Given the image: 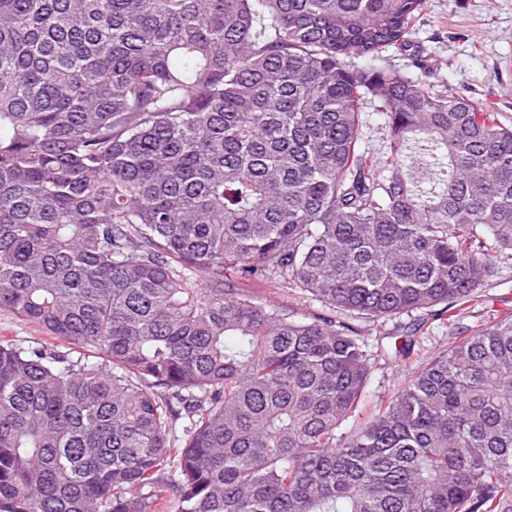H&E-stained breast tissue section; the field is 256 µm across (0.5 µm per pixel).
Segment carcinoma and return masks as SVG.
Instances as JSON below:
<instances>
[{
  "label": "carcinoma",
  "instance_id": "obj_1",
  "mask_svg": "<svg viewBox=\"0 0 512 512\" xmlns=\"http://www.w3.org/2000/svg\"><path fill=\"white\" fill-rule=\"evenodd\" d=\"M423 5L0 0V310L66 342L0 336V512H512V311L460 322L512 125L427 81ZM353 61L361 66L366 67H379V66H387L401 73H405L408 75L420 76V71L409 67L408 64V56L404 54V52L391 49L383 54L380 58H371V57H357L354 58ZM363 124V138L367 146L374 152H379L383 149L386 130L383 121L378 114L371 108L365 109ZM245 288L251 290L260 298L279 303L298 313H314L317 305L298 288H288L271 274L256 278L247 283ZM416 364H384L376 361L372 368L371 384L368 388L369 400H376L378 396L393 394L410 376Z\"/></svg>",
  "mask_w": 512,
  "mask_h": 512
}]
</instances>
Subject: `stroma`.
Here are the masks:
<instances>
[{
    "instance_id": "stroma-1",
    "label": "stroma",
    "mask_w": 512,
    "mask_h": 512,
    "mask_svg": "<svg viewBox=\"0 0 512 512\" xmlns=\"http://www.w3.org/2000/svg\"><path fill=\"white\" fill-rule=\"evenodd\" d=\"M411 41L424 57L435 89H467L493 102L503 122L512 125V0H425ZM249 286L258 297L288 309H317L303 292L273 275L254 279ZM483 295V303L467 313L465 324L503 312L504 300H512V263H500Z\"/></svg>"
}]
</instances>
